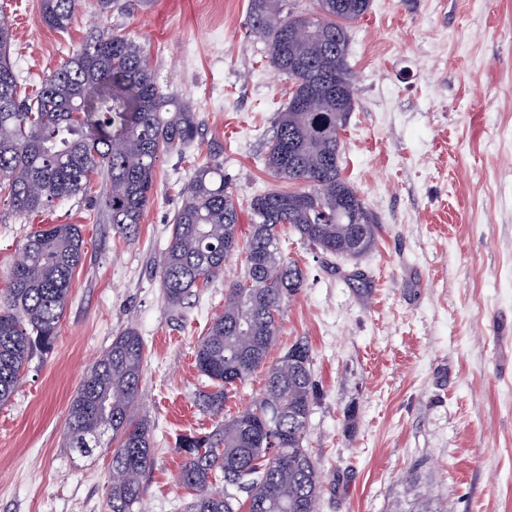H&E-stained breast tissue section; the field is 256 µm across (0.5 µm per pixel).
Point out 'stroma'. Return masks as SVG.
<instances>
[{"label":"stroma","mask_w":512,"mask_h":512,"mask_svg":"<svg viewBox=\"0 0 512 512\" xmlns=\"http://www.w3.org/2000/svg\"><path fill=\"white\" fill-rule=\"evenodd\" d=\"M23 90L93 33L139 42L163 92L195 108L199 133L159 158L139 231L120 234L88 194L21 216L0 196V288L29 232L80 225L85 259L52 348L33 355L0 406V512H111L109 454L79 457L65 417L84 372L126 327L148 352L137 414L155 463L140 512H182L180 434L211 431L195 344L224 309L223 275L183 304L164 300L159 266L180 188L216 160L241 207L280 187L263 166L290 83L247 28L249 0H144L101 12L79 0L66 31L40 0H0ZM354 108L341 170L373 213L378 237L358 260L329 258L289 234L305 276L282 310L268 364L308 342L320 394L307 446L323 476L318 512H512V0H371L349 30Z\"/></svg>","instance_id":"stroma-1"}]
</instances>
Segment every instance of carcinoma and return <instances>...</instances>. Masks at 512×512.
I'll list each match as a JSON object with an SVG mask.
<instances>
[{
	"instance_id": "cac0c4a2",
	"label": "carcinoma",
	"mask_w": 512,
	"mask_h": 512,
	"mask_svg": "<svg viewBox=\"0 0 512 512\" xmlns=\"http://www.w3.org/2000/svg\"><path fill=\"white\" fill-rule=\"evenodd\" d=\"M316 2L317 13L295 15L285 0H250L248 20L249 32L266 41L270 66L291 82L264 163L298 189L252 198L243 240L224 166L195 168L159 268L165 302L177 307L223 273L234 254L244 256L242 275L225 288L224 312L195 347L197 369L208 380L197 401L214 416L263 364L284 302L303 288L304 273L285 258L282 239L294 232L325 256L354 260L376 243L378 225L340 168V134L354 101L348 28L371 0ZM40 9L48 27L65 30L77 0H40ZM298 29L307 32L299 41ZM9 30L0 10V194L18 213H40L86 192L101 173L111 223L135 236L158 158L193 142L197 112L159 89L138 42L113 33L92 37L46 74L37 92L23 95L9 61ZM84 257L76 224H46L27 235L0 290V405L19 387L35 351L58 336ZM146 361L143 337L124 330L89 364L68 406L70 448L82 457L104 448L112 473L127 475L112 480V512H136L141 479L154 462L149 423L136 415ZM316 396L311 350L301 340L270 368L258 400L208 433L180 437L178 485L190 491L183 512H317L322 475L305 445Z\"/></svg>"
}]
</instances>
